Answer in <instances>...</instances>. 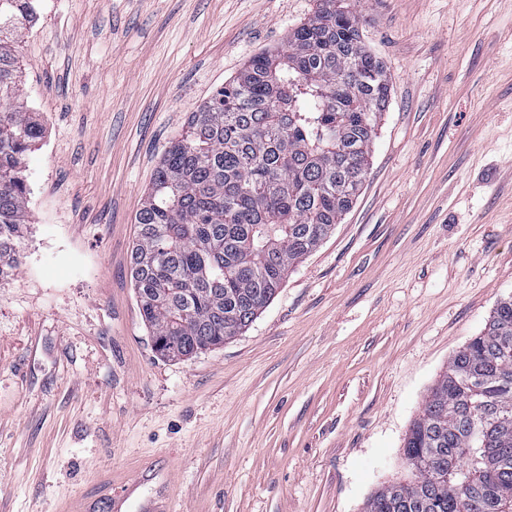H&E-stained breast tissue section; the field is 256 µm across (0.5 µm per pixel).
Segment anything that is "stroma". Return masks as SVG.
Instances as JSON below:
<instances>
[{
    "label": "stroma",
    "instance_id": "1",
    "mask_svg": "<svg viewBox=\"0 0 512 512\" xmlns=\"http://www.w3.org/2000/svg\"><path fill=\"white\" fill-rule=\"evenodd\" d=\"M316 0H36L44 126L0 282V512L102 477L172 512H365L449 358L512 296V0H363L391 98L361 194L223 347L154 350L135 216L190 112Z\"/></svg>",
    "mask_w": 512,
    "mask_h": 512
}]
</instances>
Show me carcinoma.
Listing matches in <instances>:
<instances>
[{"instance_id": "1", "label": "carcinoma", "mask_w": 512, "mask_h": 512, "mask_svg": "<svg viewBox=\"0 0 512 512\" xmlns=\"http://www.w3.org/2000/svg\"><path fill=\"white\" fill-rule=\"evenodd\" d=\"M360 0H317L288 50L253 56L190 113L135 216L131 276L156 352L184 359L250 325L288 271L340 223L368 173L390 79L362 39ZM33 0H0V280L21 264L43 127L14 44ZM408 482L365 512L512 506V296L448 360L406 435Z\"/></svg>"}]
</instances>
